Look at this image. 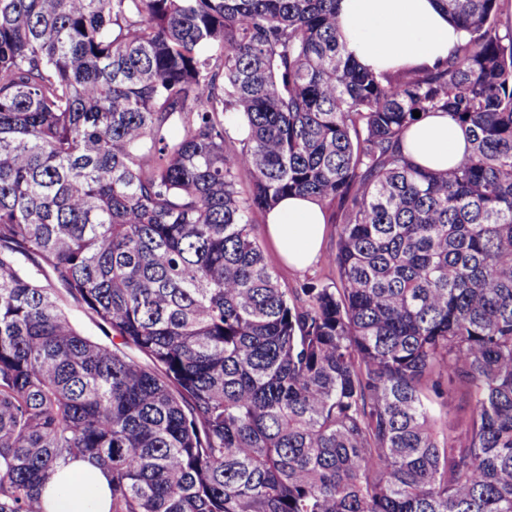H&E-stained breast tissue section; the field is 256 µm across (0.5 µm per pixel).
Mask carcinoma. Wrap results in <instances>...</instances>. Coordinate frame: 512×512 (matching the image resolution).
<instances>
[{
    "label": "carcinoma",
    "instance_id": "1",
    "mask_svg": "<svg viewBox=\"0 0 512 512\" xmlns=\"http://www.w3.org/2000/svg\"><path fill=\"white\" fill-rule=\"evenodd\" d=\"M338 2L0 0V512L81 458L109 512H512V0L378 73ZM292 193L339 281L288 294L251 230ZM464 131L448 115L431 113L405 133L402 152L415 165L427 169H448L467 152Z\"/></svg>",
    "mask_w": 512,
    "mask_h": 512
}]
</instances>
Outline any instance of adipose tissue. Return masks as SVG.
I'll list each match as a JSON object with an SVG mask.
<instances>
[{
	"instance_id": "1",
	"label": "adipose tissue",
	"mask_w": 512,
	"mask_h": 512,
	"mask_svg": "<svg viewBox=\"0 0 512 512\" xmlns=\"http://www.w3.org/2000/svg\"><path fill=\"white\" fill-rule=\"evenodd\" d=\"M346 49L374 71L445 61L464 34L436 0H339ZM469 142L447 115L435 112L405 133L402 152L415 165L445 169L460 160ZM265 227L283 261L303 270L316 261L326 233V214L309 198L289 196L267 213ZM49 512H109V480L88 460L73 462L47 484Z\"/></svg>"
}]
</instances>
